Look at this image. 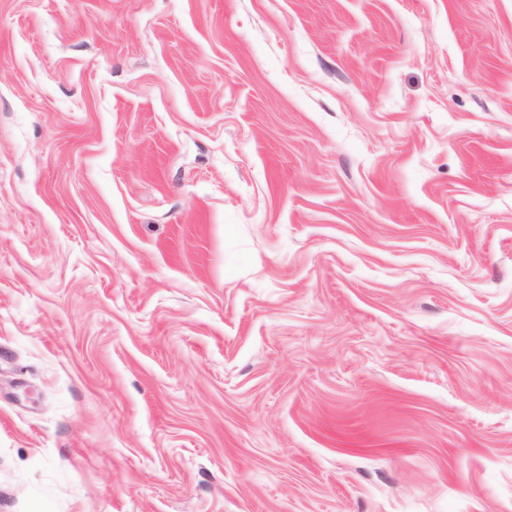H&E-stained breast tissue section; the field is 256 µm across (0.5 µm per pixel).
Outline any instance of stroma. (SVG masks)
I'll list each match as a JSON object with an SVG mask.
<instances>
[{"instance_id":"stroma-1","label":"stroma","mask_w":512,"mask_h":512,"mask_svg":"<svg viewBox=\"0 0 512 512\" xmlns=\"http://www.w3.org/2000/svg\"><path fill=\"white\" fill-rule=\"evenodd\" d=\"M0 512H512V0H0Z\"/></svg>"}]
</instances>
